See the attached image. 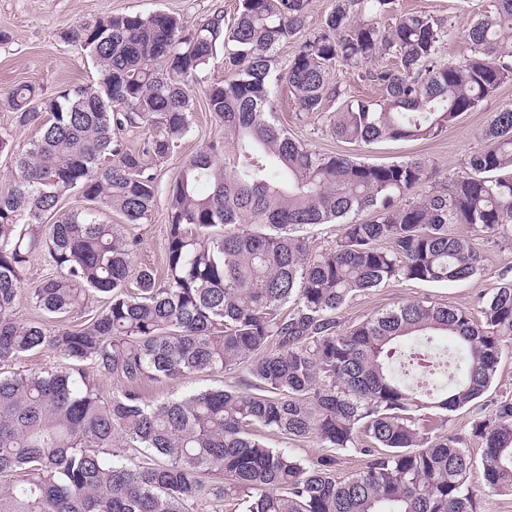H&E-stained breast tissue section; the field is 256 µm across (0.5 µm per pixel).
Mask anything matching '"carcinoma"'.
<instances>
[{
    "mask_svg": "<svg viewBox=\"0 0 512 512\" xmlns=\"http://www.w3.org/2000/svg\"><path fill=\"white\" fill-rule=\"evenodd\" d=\"M395 0H332L308 24V0H240L190 28L175 14H116L61 32L98 67L95 83L53 98L28 82L5 105L26 126L50 114L21 154L0 133L12 178L0 187V512H188L199 497L246 512H478L466 438L433 435L412 413L475 405L490 388L503 337L512 336V278L480 301L482 323L459 309L407 301L341 331L336 312L357 292L390 281L451 284L481 274L465 225L512 242V106L492 115L484 146L449 181L425 185L417 160L357 162L323 153L275 123L273 53L298 41L285 72L302 112L323 114L351 144L431 140L512 81V0H493L466 34L470 54L439 56L448 26ZM389 56L395 65L370 66ZM224 82L201 92L224 138L185 158L167 187L166 277L137 266V239L165 159L193 132L197 76L216 60ZM342 62L379 96L344 102L327 79ZM149 128L142 145L119 133ZM85 205L64 210L70 193ZM372 211L375 219L355 216ZM335 224V245L310 257L298 230ZM42 253L51 274H23ZM105 307L75 325L96 294ZM61 319L15 317L21 300ZM446 338L462 354L446 382L413 389L393 373L401 346ZM53 351L59 371L14 372L19 357ZM246 374L233 386L148 401L147 383ZM124 389L103 395L98 380ZM315 436L354 451L343 480L336 457L305 462L267 446L259 430ZM482 476L512 491V398L473 420Z\"/></svg>",
    "mask_w": 512,
    "mask_h": 512,
    "instance_id": "obj_1",
    "label": "carcinoma"
}]
</instances>
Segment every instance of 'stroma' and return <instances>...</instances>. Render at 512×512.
<instances>
[{
    "label": "stroma",
    "mask_w": 512,
    "mask_h": 512,
    "mask_svg": "<svg viewBox=\"0 0 512 512\" xmlns=\"http://www.w3.org/2000/svg\"><path fill=\"white\" fill-rule=\"evenodd\" d=\"M476 0H397L401 12L424 11L444 21L452 35L441 49L443 62H459L468 53L465 35L474 20ZM238 0H0V93L20 82L41 87L51 97L63 87L94 80L97 71L92 61L77 48L64 43L60 34L85 20L112 14H143L167 11L179 14L188 25H196L212 15L223 14L233 20ZM277 103L276 122L289 135L323 152L343 153L356 161L387 164L420 160L429 183L447 181L463 163L484 146L483 130L492 114L512 104V82L502 85L473 112L460 115L436 139L428 141H381L370 145L350 144L337 139L318 114L298 110L283 81L273 84ZM224 130L204 98H197L193 112V135L179 142L167 159L154 162L158 194L152 212L143 224L126 226L139 239L134 261L152 267L165 276L164 245L167 227V186L178 172L181 161ZM459 234L470 237L485 258L478 277L463 283L430 284L393 281L380 288L358 293L338 310L341 328L359 324L375 313L404 301H430L467 311L480 319L479 299L489 296L503 273L512 274V243L472 233L458 226ZM512 397V336L501 343V360L489 391L472 407L454 412L423 410L416 412L419 426L436 433L468 435L476 416L487 415L492 403Z\"/></svg>",
    "instance_id": "35a3bbf8"
}]
</instances>
